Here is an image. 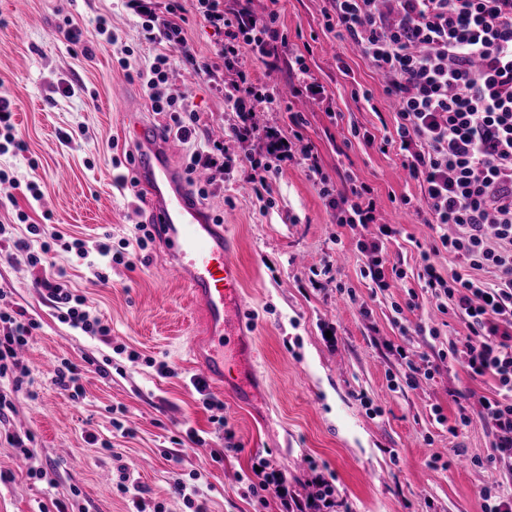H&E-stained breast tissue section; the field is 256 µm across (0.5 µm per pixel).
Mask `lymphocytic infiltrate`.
<instances>
[{"label":"lymphocytic infiltrate","instance_id":"lymphocytic-infiltrate-1","mask_svg":"<svg viewBox=\"0 0 512 512\" xmlns=\"http://www.w3.org/2000/svg\"><path fill=\"white\" fill-rule=\"evenodd\" d=\"M380 2L331 0L332 18L339 33L348 35L388 78L386 92L397 105L396 126L383 143L397 145L405 167L420 183L431 223L444 229L437 243L421 250L417 280L439 299L441 312H454L466 321L468 334L452 355L472 377L493 379L491 396L481 400V419L498 434L492 460H512V0H391L385 8ZM127 6L142 17L145 40L164 47L150 66L135 70L152 112L165 119L163 133L189 142L200 121L198 112L168 91L177 53L202 80L223 75L224 104L237 116L228 133L257 144V153L236 158L225 154L220 142L206 143L192 152L186 176L194 177L201 167L224 176L242 171L260 197L269 189V175L298 161L335 210L337 223L377 224L374 201L354 187L334 188L317 153L306 149L294 156L285 133L256 118L278 101L246 58L277 66L278 45L285 40L276 27L277 12L259 15L246 5L232 8L224 0H196L199 16L224 35L218 67L191 54L181 0H172L171 18L159 29L152 0H127ZM377 226V235L359 241L358 248L367 259V276L385 288L389 276L401 280L405 274L390 271L384 247L397 228ZM441 248L464 261L445 277L430 261L431 253ZM59 250L82 259L94 251L109 262L133 265L132 253L113 250L111 237L89 248L59 232L42 241L39 251L28 253V263L43 270L50 254ZM34 286L71 327L108 336L109 327L92 317L64 273L43 272ZM36 327L33 320L0 310V378L16 367V350L27 345ZM258 466L249 488L274 495L278 512H321L328 481H320L318 491L302 499L289 493L286 477L269 460Z\"/></svg>","mask_w":512,"mask_h":512}]
</instances>
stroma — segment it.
I'll use <instances>...</instances> for the list:
<instances>
[{
	"mask_svg": "<svg viewBox=\"0 0 512 512\" xmlns=\"http://www.w3.org/2000/svg\"><path fill=\"white\" fill-rule=\"evenodd\" d=\"M256 14L277 8V27L287 37L278 66H257L272 78L280 104L259 113L264 125L288 127L291 113L306 123L294 151L313 150L335 184L370 187L377 221L362 227L336 222L302 167L283 168L257 198L242 173L224 180L216 194L199 200L207 218H222L238 240L245 319L253 327L256 358L240 383L210 387L218 405L206 411L190 382L195 375L187 342L203 335L198 304L162 258V242L128 269L109 265L94 252L103 233L113 243L134 240L151 214L152 191L117 189L118 174L107 145L134 149L139 125L157 126L140 85L119 63L117 46L132 49V66L152 62L142 20L123 0H26L14 10L0 0V96L12 103L23 152L0 155V169L14 184H0V226L10 240L31 250L39 243L17 210L30 211L44 232L82 239L86 259L62 252L49 273L64 272L109 326L93 336L60 322L53 305L34 286L36 269L25 255L0 261V305L24 311L39 324L21 351L14 375L0 380L13 410L0 422V512H136L147 508L190 512L174 491L181 481L196 490L207 512H275L273 499L249 489L251 465L266 458L299 496L315 476L332 486L336 512H481L480 491L497 485L512 492V465H486L494 439L479 419V398L490 395V378L472 379L463 365L439 361V352L466 336L464 321L440 313L430 293L418 289L417 308L406 309L407 286L417 283L418 244L436 232L426 215L404 208L401 197L419 201L395 149L352 138L351 126L375 136L393 134L395 108L385 82L351 42L326 26L329 0H248ZM112 20L117 46L97 32L99 17ZM188 44L197 57L217 63L222 36L187 8ZM82 31L80 43L63 33L66 20ZM304 56L325 88L312 99L292 92ZM122 96H114V87ZM221 81L200 80L174 60L168 90L188 96L200 115L202 136L244 156L255 146L225 136L234 115L224 106ZM369 91L372 102L357 98ZM37 183L42 201L29 204L20 191ZM398 225L386 245L405 283L379 289L363 273L359 240L378 224ZM107 272L109 286L95 271ZM437 335H430V328ZM136 360H129V353ZM68 360L83 366L81 396L56 385L54 370ZM438 362L433 377L411 366ZM472 423L450 434L458 410ZM194 428L203 445L186 440ZM32 437V455L11 437ZM234 450H225L226 441Z\"/></svg>",
	"mask_w": 512,
	"mask_h": 512,
	"instance_id": "obj_1",
	"label": "stroma"
}]
</instances>
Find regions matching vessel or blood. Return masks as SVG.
<instances>
[{
  "label": "vessel or blood",
  "mask_w": 512,
  "mask_h": 512,
  "mask_svg": "<svg viewBox=\"0 0 512 512\" xmlns=\"http://www.w3.org/2000/svg\"><path fill=\"white\" fill-rule=\"evenodd\" d=\"M138 147L141 178L153 192L154 222L163 230L167 252L176 259L175 271L203 308L208 340L215 346L209 357L198 361L199 379L210 384L223 379L229 368L219 346L233 347L243 366L254 356L251 346L241 342L242 273L232 258L238 242L204 220L171 162L168 146L147 126L138 128Z\"/></svg>",
  "instance_id": "b4317fda"
}]
</instances>
